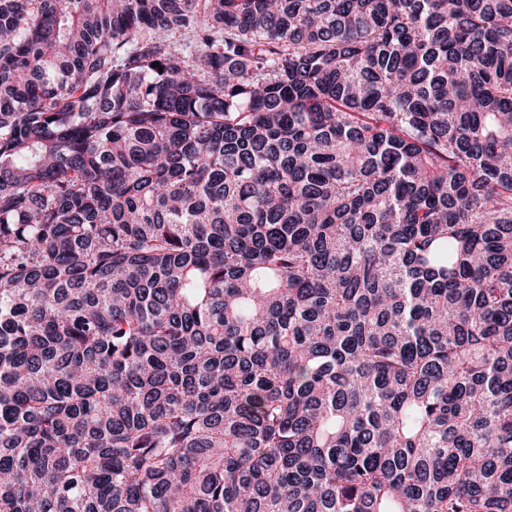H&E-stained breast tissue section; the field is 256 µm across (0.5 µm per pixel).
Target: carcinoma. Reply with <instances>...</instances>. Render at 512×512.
I'll list each match as a JSON object with an SVG mask.
<instances>
[{
  "instance_id": "1",
  "label": "carcinoma",
  "mask_w": 512,
  "mask_h": 512,
  "mask_svg": "<svg viewBox=\"0 0 512 512\" xmlns=\"http://www.w3.org/2000/svg\"><path fill=\"white\" fill-rule=\"evenodd\" d=\"M0 512H512V0H0Z\"/></svg>"
}]
</instances>
